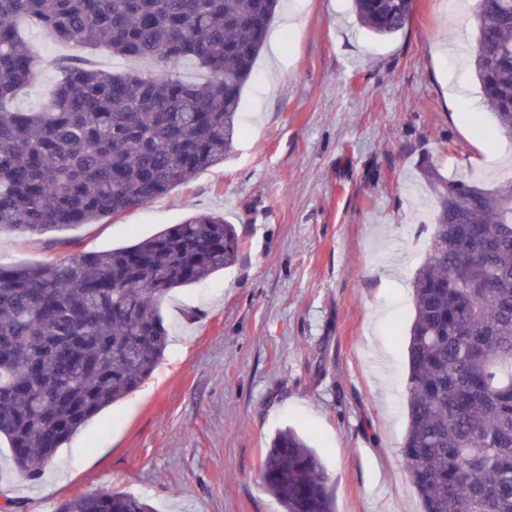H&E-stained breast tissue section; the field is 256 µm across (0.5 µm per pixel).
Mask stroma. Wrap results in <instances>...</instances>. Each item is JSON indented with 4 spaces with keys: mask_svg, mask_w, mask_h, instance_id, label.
<instances>
[{
    "mask_svg": "<svg viewBox=\"0 0 512 512\" xmlns=\"http://www.w3.org/2000/svg\"><path fill=\"white\" fill-rule=\"evenodd\" d=\"M293 24H285V14ZM45 63L18 108L43 105L70 55L32 20ZM223 164L154 202L64 231L71 253L129 246L218 212L243 242L238 262L161 304L171 345L136 391L104 409L35 480L0 438V505L54 512L119 491L156 512H282L262 487L270 437L306 435L330 475L336 512H422L400 462L409 280L426 256L428 169L492 188L512 180V141L473 82V10L415 0L405 28L378 38L351 0H285L271 26ZM462 90L453 98L454 90ZM54 235L0 233V263L40 265Z\"/></svg>",
    "mask_w": 512,
    "mask_h": 512,
    "instance_id": "35a3bbf8",
    "label": "stroma"
}]
</instances>
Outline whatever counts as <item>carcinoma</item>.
<instances>
[{
    "label": "carcinoma",
    "instance_id": "cac0c4a2",
    "mask_svg": "<svg viewBox=\"0 0 512 512\" xmlns=\"http://www.w3.org/2000/svg\"><path fill=\"white\" fill-rule=\"evenodd\" d=\"M414 0H353L378 37L400 32ZM279 0H0V232L95 224L164 197L224 162L244 87ZM472 70L512 139V0H475ZM40 21L76 50L149 58L109 74L82 58L39 109L14 105L43 64L19 22ZM204 80L182 76L186 66ZM431 245L410 288L408 427L400 456L423 512H512V181L492 189L427 172ZM224 216L198 213L130 246L0 264V435L37 479L58 448L139 388L163 360L160 303L234 265ZM284 512H335L316 450L292 427L262 456ZM55 512H154L120 492L78 495Z\"/></svg>",
    "mask_w": 512,
    "mask_h": 512
}]
</instances>
